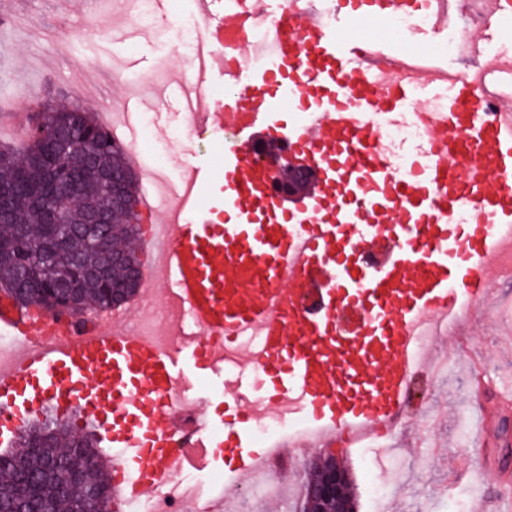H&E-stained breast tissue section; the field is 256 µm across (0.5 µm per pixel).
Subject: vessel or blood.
<instances>
[{
	"instance_id": "obj_1",
	"label": "vessel or blood",
	"mask_w": 512,
	"mask_h": 512,
	"mask_svg": "<svg viewBox=\"0 0 512 512\" xmlns=\"http://www.w3.org/2000/svg\"><path fill=\"white\" fill-rule=\"evenodd\" d=\"M210 32L198 51L197 87L171 93L194 130L224 135V159L192 161L162 220L154 279L187 315L162 346L125 324L128 309L88 323L67 311L0 304V445L34 409L53 404L93 417L114 450L112 467L133 474L130 498L181 493L215 425L178 408L195 376L230 375L235 407L224 439L239 473L267 464L247 437L263 412L287 409L308 434L298 448L393 430L422 370L427 323L456 324L493 305L492 269L512 249V95L485 71L439 77L416 58L358 36L395 12L448 26L444 0H190ZM282 24L288 33L260 66L240 50L227 70L225 33ZM216 75L224 96L199 93ZM439 94L426 140L387 143L378 118L409 117ZM263 132L318 175L294 208L282 206L275 174L255 156ZM210 187L202 205L195 195ZM389 250L379 268L364 253Z\"/></svg>"
}]
</instances>
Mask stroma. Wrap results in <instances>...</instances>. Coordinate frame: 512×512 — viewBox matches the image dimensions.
<instances>
[{"mask_svg":"<svg viewBox=\"0 0 512 512\" xmlns=\"http://www.w3.org/2000/svg\"><path fill=\"white\" fill-rule=\"evenodd\" d=\"M16 25L0 30V65L13 82L0 87V103L22 108L18 87L31 77L44 85L42 104L63 107L79 103L99 113L135 83L142 108L155 113L153 145L164 154V170L177 177L187 158L213 152L206 137L182 141L168 138L171 126L182 121L176 105H159L158 94L179 82L191 66L186 51L173 41L170 20L190 14L188 0H166L154 27L140 30L129 43H110L109 27L87 29L91 12L86 0L62 8L59 0H17ZM96 59L102 74L100 91L75 87L72 70ZM500 300L490 321L473 315L461 331H449L440 342L448 364L438 376L422 375L411 391L406 414L388 435L372 436L361 445L335 439L328 449L311 448L292 455L288 475L278 496L254 488L224 505V512H298L310 462L333 452L351 474L359 512H495L504 489L495 471L500 457L486 459L479 446L487 429L474 407L475 396L498 389L512 376V281L497 283ZM385 487L383 498L367 494L369 483Z\"/></svg>","mask_w":512,"mask_h":512,"instance_id":"35a3bbf8","label":"stroma"}]
</instances>
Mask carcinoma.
Wrapping results in <instances>:
<instances>
[{
  "instance_id": "1",
  "label": "carcinoma",
  "mask_w": 512,
  "mask_h": 512,
  "mask_svg": "<svg viewBox=\"0 0 512 512\" xmlns=\"http://www.w3.org/2000/svg\"><path fill=\"white\" fill-rule=\"evenodd\" d=\"M36 127L23 146L0 148V190L6 218L0 222V296L26 308L67 310L50 288L61 278H78L74 300L94 309L113 306V296L129 301L140 288L135 239L140 234L136 176L123 147L113 143L96 116L81 112V132L67 156L50 153L46 137L56 124L53 112L37 113ZM67 166L79 181L78 206L68 211L76 226L91 207H112V223L105 230L111 250L127 256L114 265L90 248L84 237L72 234L68 245L53 250L56 227L45 223L52 204L42 186L57 169ZM124 179L121 199L110 202L102 193L100 173ZM76 481L97 490L101 504L112 502V481L101 462L97 441L78 427L58 422L35 425L18 437L17 449L0 455V512H18L23 500L33 497L43 512H72L62 486Z\"/></svg>"
}]
</instances>
